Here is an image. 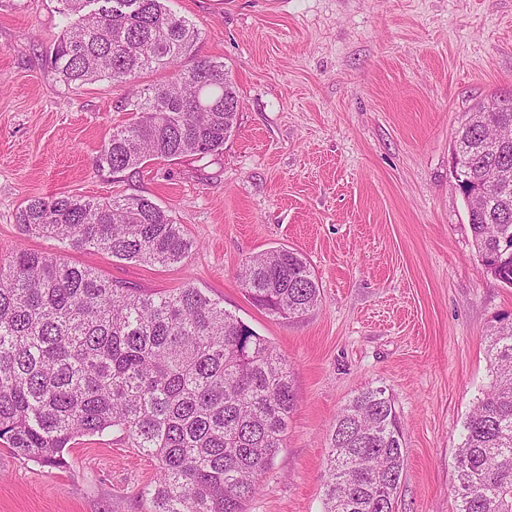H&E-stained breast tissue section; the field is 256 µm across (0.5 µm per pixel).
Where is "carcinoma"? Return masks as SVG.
<instances>
[{"label":"carcinoma","instance_id":"carcinoma-1","mask_svg":"<svg viewBox=\"0 0 512 512\" xmlns=\"http://www.w3.org/2000/svg\"><path fill=\"white\" fill-rule=\"evenodd\" d=\"M63 33L45 49L58 79L78 91L129 83L151 69L169 79L128 101L131 118L96 156L121 173L186 156L220 154L235 135L240 90L224 61L199 56V29L166 0H59ZM478 104L455 135V175L483 198L468 212L474 248L493 279L512 288V106ZM505 139L496 151L485 142ZM20 234L58 242L60 255L25 248L0 260V442L42 464L63 463L80 436L113 427L157 461L151 512H243L284 448L296 394L267 339L187 284L146 292L65 261L101 251L172 266L196 248L170 210L142 195L95 201L34 197ZM239 279L273 316L317 307L319 284L295 250L250 257ZM493 382L464 423L455 454L456 512H512V322L490 327ZM324 512H394L407 450L392 398L366 387L329 433Z\"/></svg>","mask_w":512,"mask_h":512}]
</instances>
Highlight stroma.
Wrapping results in <instances>:
<instances>
[{
    "instance_id": "obj_1",
    "label": "stroma",
    "mask_w": 512,
    "mask_h": 512,
    "mask_svg": "<svg viewBox=\"0 0 512 512\" xmlns=\"http://www.w3.org/2000/svg\"><path fill=\"white\" fill-rule=\"evenodd\" d=\"M197 25L243 100L221 154L96 168L131 86L74 92L42 53L58 0H0V259L30 197L142 195L169 207L197 247L162 267L70 251V264L148 292L190 284L284 356L298 393L284 448L244 512H322L329 429L362 388L394 400L407 450L395 512H454L463 422L492 378L487 330L512 318V288L474 251L453 173L456 130L512 95V0H167ZM280 248L306 258L313 311L254 307L237 274ZM156 461L120 429L76 440L59 466L0 444V512H148Z\"/></svg>"
}]
</instances>
